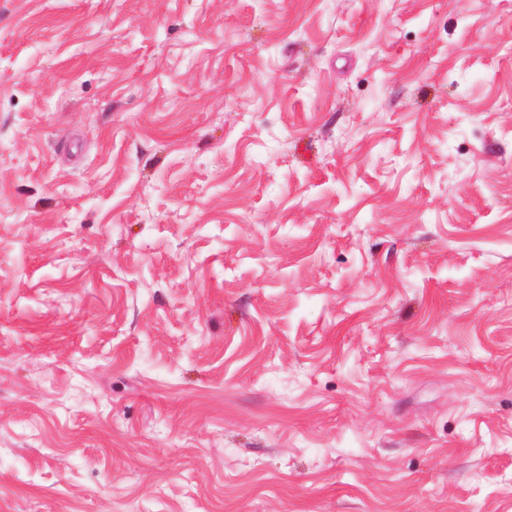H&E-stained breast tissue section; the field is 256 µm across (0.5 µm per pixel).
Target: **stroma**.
<instances>
[{
  "label": "stroma",
  "instance_id": "35a3bbf8",
  "mask_svg": "<svg viewBox=\"0 0 512 512\" xmlns=\"http://www.w3.org/2000/svg\"><path fill=\"white\" fill-rule=\"evenodd\" d=\"M0 512H512V0H0Z\"/></svg>",
  "mask_w": 512,
  "mask_h": 512
}]
</instances>
